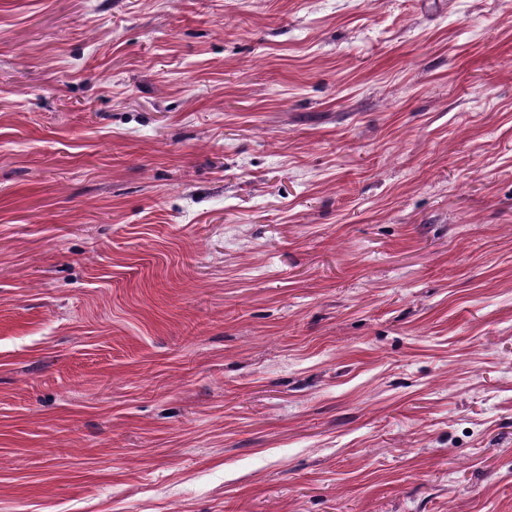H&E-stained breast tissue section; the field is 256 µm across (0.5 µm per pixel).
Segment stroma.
<instances>
[{"mask_svg": "<svg viewBox=\"0 0 512 512\" xmlns=\"http://www.w3.org/2000/svg\"><path fill=\"white\" fill-rule=\"evenodd\" d=\"M0 512H512V0H0Z\"/></svg>", "mask_w": 512, "mask_h": 512, "instance_id": "obj_1", "label": "stroma"}]
</instances>
